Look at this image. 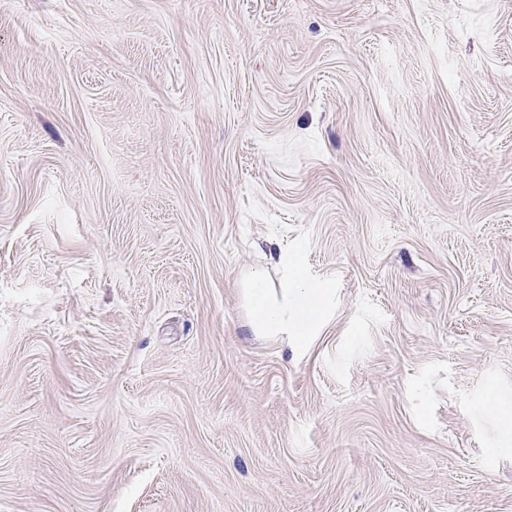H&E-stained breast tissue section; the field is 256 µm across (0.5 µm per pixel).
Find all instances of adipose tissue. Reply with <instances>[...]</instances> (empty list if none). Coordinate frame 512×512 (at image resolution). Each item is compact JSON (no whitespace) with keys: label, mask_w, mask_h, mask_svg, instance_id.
I'll return each instance as SVG.
<instances>
[{"label":"adipose tissue","mask_w":512,"mask_h":512,"mask_svg":"<svg viewBox=\"0 0 512 512\" xmlns=\"http://www.w3.org/2000/svg\"><path fill=\"white\" fill-rule=\"evenodd\" d=\"M251 297L257 326L285 341H298L310 334L321 317L328 291L308 285L302 276H293L282 294L270 293L263 273H254Z\"/></svg>","instance_id":"obj_1"}]
</instances>
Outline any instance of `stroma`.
I'll list each match as a JSON object with an SVG mask.
<instances>
[{"label":"stroma","mask_w":512,"mask_h":512,"mask_svg":"<svg viewBox=\"0 0 512 512\" xmlns=\"http://www.w3.org/2000/svg\"><path fill=\"white\" fill-rule=\"evenodd\" d=\"M503 406L512 0H0V512H512ZM251 285L256 325L286 343L300 341L314 330L328 298L326 288L308 285L296 270L280 297L267 290L262 272L252 275Z\"/></svg>","instance_id":"1"}]
</instances>
